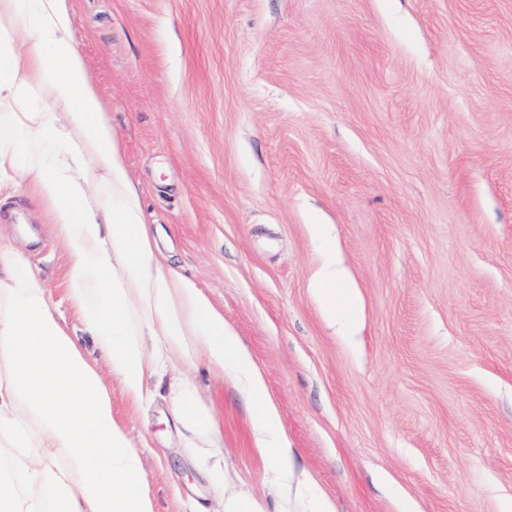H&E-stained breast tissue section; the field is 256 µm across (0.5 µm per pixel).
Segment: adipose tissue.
<instances>
[{"label": "adipose tissue", "instance_id": "obj_1", "mask_svg": "<svg viewBox=\"0 0 512 512\" xmlns=\"http://www.w3.org/2000/svg\"><path fill=\"white\" fill-rule=\"evenodd\" d=\"M24 183L70 256L66 297L98 354L78 346L45 280L0 242V512H157L142 457L114 417L115 380L136 406L168 390L188 440L225 481L217 512H335L297 470L265 379L196 282L154 258L120 139L73 33L71 0H0V192ZM345 329L357 318L339 264L317 278ZM229 377L251 406L274 488L226 478L223 434L189 374Z\"/></svg>", "mask_w": 512, "mask_h": 512}]
</instances>
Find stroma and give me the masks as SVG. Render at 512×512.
Instances as JSON below:
<instances>
[{"label": "stroma", "instance_id": "obj_1", "mask_svg": "<svg viewBox=\"0 0 512 512\" xmlns=\"http://www.w3.org/2000/svg\"><path fill=\"white\" fill-rule=\"evenodd\" d=\"M74 34L161 261L195 278L263 371L298 469L336 512L512 502V0H72ZM326 225L360 306L312 286ZM0 235L71 330L69 257L26 189ZM233 478L266 493L248 408L198 373ZM116 420L158 512L213 481L170 404Z\"/></svg>", "mask_w": 512, "mask_h": 512}]
</instances>
